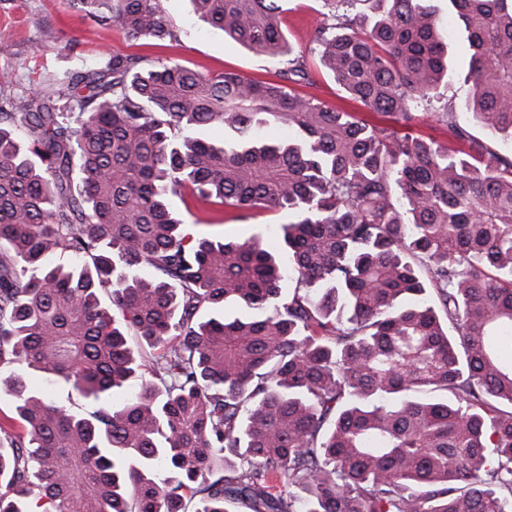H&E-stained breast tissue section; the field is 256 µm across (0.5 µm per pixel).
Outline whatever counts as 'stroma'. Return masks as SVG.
Segmentation results:
<instances>
[{
  "mask_svg": "<svg viewBox=\"0 0 512 512\" xmlns=\"http://www.w3.org/2000/svg\"><path fill=\"white\" fill-rule=\"evenodd\" d=\"M177 39L164 45H150L126 37L120 26L100 22L69 7L67 0H0V43L8 53H0V87L16 89L27 85L31 71H46L57 77L81 73L93 67L100 53L135 55L146 62L175 60L200 72L233 71L263 80L273 79L279 67L276 60L257 55L224 38L222 31L202 26L194 18L188 0H162ZM321 0H289L282 16L281 29L295 52L307 64L308 81L297 84L300 93L320 101L359 111V104L343 98L335 81L320 67L310 41L313 29L322 21ZM442 24L454 38L458 69L444 91L461 114L471 135L500 154L512 155V141L481 128L466 112L468 86L465 82L468 56L466 43L459 36L456 17L442 16ZM172 207L184 223L197 225L199 233L229 239L260 237L275 243L281 224L289 220L287 212L252 211L241 218L238 210L225 208L223 214L203 223L200 213L186 207L180 198H172Z\"/></svg>",
  "mask_w": 512,
  "mask_h": 512,
  "instance_id": "obj_1",
  "label": "stroma"
}]
</instances>
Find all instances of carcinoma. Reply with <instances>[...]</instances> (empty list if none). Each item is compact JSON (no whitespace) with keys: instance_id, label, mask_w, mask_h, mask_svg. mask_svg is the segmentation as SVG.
<instances>
[{"instance_id":"obj_1","label":"carcinoma","mask_w":512,"mask_h":512,"mask_svg":"<svg viewBox=\"0 0 512 512\" xmlns=\"http://www.w3.org/2000/svg\"><path fill=\"white\" fill-rule=\"evenodd\" d=\"M161 2L68 0L172 42ZM434 2L323 0L320 66L386 123L290 90L286 0H189L275 80L105 55L0 93V512H512V160L448 102L470 152L407 132L451 79ZM446 2L470 114L512 140V0ZM172 196L293 220L278 248L198 237ZM228 301L253 315L201 317ZM40 386L48 392L49 398L52 401L58 404H64L70 407L74 412L85 413L92 411L96 407V402L81 397L74 392L70 386L63 382L49 384L45 381H41Z\"/></svg>"}]
</instances>
